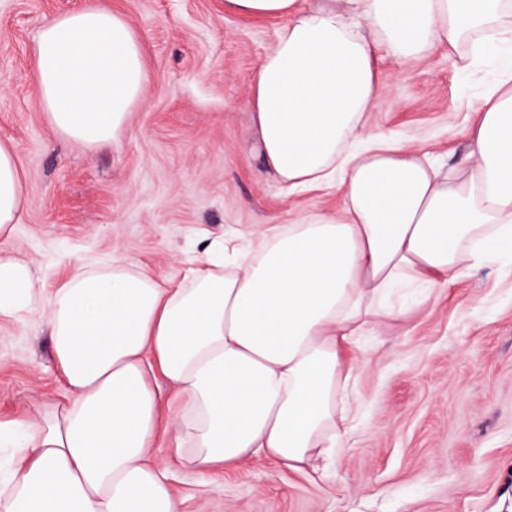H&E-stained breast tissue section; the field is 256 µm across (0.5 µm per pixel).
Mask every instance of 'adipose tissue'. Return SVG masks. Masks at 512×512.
Listing matches in <instances>:
<instances>
[{"instance_id": "1", "label": "adipose tissue", "mask_w": 512, "mask_h": 512, "mask_svg": "<svg viewBox=\"0 0 512 512\" xmlns=\"http://www.w3.org/2000/svg\"><path fill=\"white\" fill-rule=\"evenodd\" d=\"M280 22L251 83V119L269 172L291 190L335 187L333 217L257 232L243 252L212 244L178 285L119 259L71 264L52 290L31 264L0 253V323L41 312L65 402L0 420V512H178L150 453L174 428L184 464L231 473L278 461L322 471L355 419L342 403L358 366L345 357L366 325L398 321L392 300L440 287L512 250V0H224ZM488 52L497 77L469 130L467 165L365 136L386 92L376 54ZM34 90L53 132L97 150L114 144L148 82L127 18L95 5L53 16L33 46ZM24 183L0 141V241L24 209ZM162 373L179 398L162 402Z\"/></svg>"}]
</instances>
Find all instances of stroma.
Segmentation results:
<instances>
[{
  "mask_svg": "<svg viewBox=\"0 0 512 512\" xmlns=\"http://www.w3.org/2000/svg\"><path fill=\"white\" fill-rule=\"evenodd\" d=\"M86 2L0 0V140L26 191L1 252L30 261L48 288L74 259L116 256L177 284L211 240L247 247L264 225L336 215V189L289 193L264 167L250 86L278 23L226 12L224 0H96L143 40L144 100L114 146L54 135L32 92L31 50L46 19ZM378 65L389 89L367 135L415 143L456 169L492 68L459 72L444 46ZM401 307L400 322L358 341L359 417L326 473L269 461L224 475L190 469L171 429L152 460L171 472L179 512H512V255L441 292L416 285ZM39 320L0 325L1 419L62 395L50 336L31 330Z\"/></svg>",
  "mask_w": 512,
  "mask_h": 512,
  "instance_id": "obj_1",
  "label": "stroma"
}]
</instances>
